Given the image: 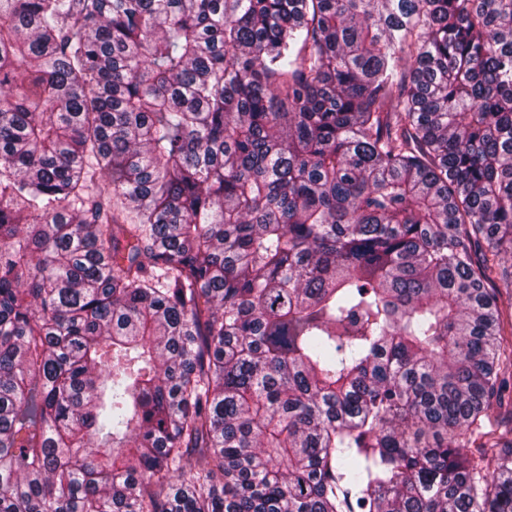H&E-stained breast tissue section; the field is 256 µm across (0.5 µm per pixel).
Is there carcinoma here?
<instances>
[{
  "label": "carcinoma",
  "mask_w": 512,
  "mask_h": 512,
  "mask_svg": "<svg viewBox=\"0 0 512 512\" xmlns=\"http://www.w3.org/2000/svg\"><path fill=\"white\" fill-rule=\"evenodd\" d=\"M509 257L512 0H0V512H512Z\"/></svg>",
  "instance_id": "obj_1"
}]
</instances>
